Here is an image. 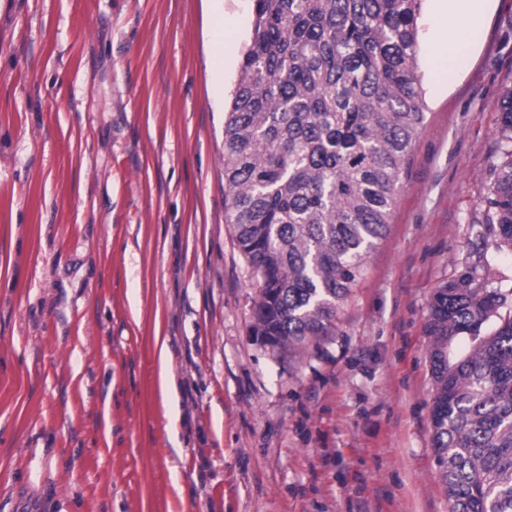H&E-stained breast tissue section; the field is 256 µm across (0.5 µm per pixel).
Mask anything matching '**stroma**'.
<instances>
[{
    "label": "stroma",
    "instance_id": "stroma-1",
    "mask_svg": "<svg viewBox=\"0 0 512 512\" xmlns=\"http://www.w3.org/2000/svg\"><path fill=\"white\" fill-rule=\"evenodd\" d=\"M253 0H0V512H449L425 333L473 261L512 0L436 78L389 232L295 353L256 342L224 198ZM167 346L179 409L159 391Z\"/></svg>",
    "mask_w": 512,
    "mask_h": 512
}]
</instances>
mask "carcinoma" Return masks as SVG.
<instances>
[{"label": "carcinoma", "mask_w": 512, "mask_h": 512, "mask_svg": "<svg viewBox=\"0 0 512 512\" xmlns=\"http://www.w3.org/2000/svg\"><path fill=\"white\" fill-rule=\"evenodd\" d=\"M422 0H254L250 42L224 115L226 223L257 278L253 335L298 350L387 233L425 120ZM477 260L429 304L431 445L451 512H512V287L490 248L512 250V91L498 105ZM460 339L470 350L459 353Z\"/></svg>", "instance_id": "cac0c4a2"}]
</instances>
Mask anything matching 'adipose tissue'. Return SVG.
<instances>
[{
  "label": "adipose tissue",
  "mask_w": 512,
  "mask_h": 512,
  "mask_svg": "<svg viewBox=\"0 0 512 512\" xmlns=\"http://www.w3.org/2000/svg\"><path fill=\"white\" fill-rule=\"evenodd\" d=\"M434 7L448 28L447 38L434 45V69L440 72L449 67L456 49L474 44V36L484 22L485 7L479 0L465 11L461 10L459 0H434Z\"/></svg>",
  "instance_id": "adipose-tissue-1"
}]
</instances>
